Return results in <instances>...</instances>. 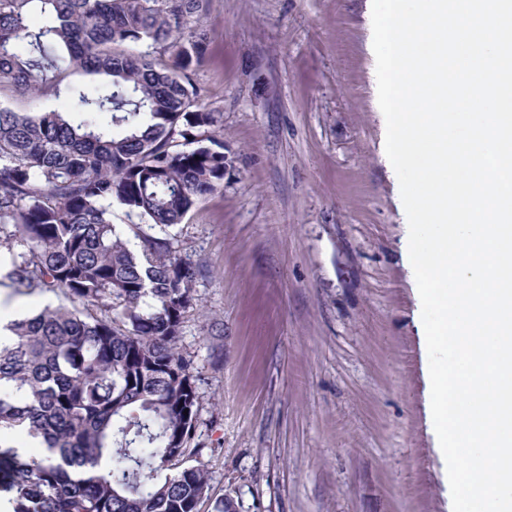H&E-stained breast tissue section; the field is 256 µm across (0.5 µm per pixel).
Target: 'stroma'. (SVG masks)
<instances>
[{
	"mask_svg": "<svg viewBox=\"0 0 512 512\" xmlns=\"http://www.w3.org/2000/svg\"><path fill=\"white\" fill-rule=\"evenodd\" d=\"M205 22L233 164L167 230L195 270L199 512H452L372 0H209Z\"/></svg>",
	"mask_w": 512,
	"mask_h": 512,
	"instance_id": "1",
	"label": "stroma"
}]
</instances>
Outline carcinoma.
I'll return each mask as SVG.
<instances>
[{
  "label": "carcinoma",
  "mask_w": 512,
  "mask_h": 512,
  "mask_svg": "<svg viewBox=\"0 0 512 512\" xmlns=\"http://www.w3.org/2000/svg\"><path fill=\"white\" fill-rule=\"evenodd\" d=\"M208 0H0V92L59 93L69 111L0 105V286L59 303L0 348V512H198L199 395L180 350L194 271L165 237L224 182L218 113L194 76ZM37 13L41 25L29 23ZM138 244L112 223V206Z\"/></svg>",
  "instance_id": "cac0c4a2"
}]
</instances>
